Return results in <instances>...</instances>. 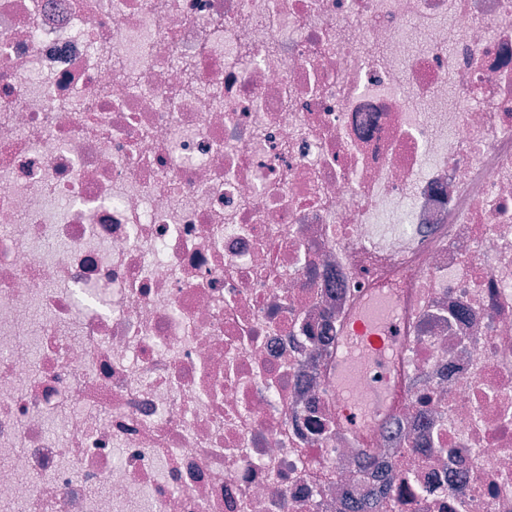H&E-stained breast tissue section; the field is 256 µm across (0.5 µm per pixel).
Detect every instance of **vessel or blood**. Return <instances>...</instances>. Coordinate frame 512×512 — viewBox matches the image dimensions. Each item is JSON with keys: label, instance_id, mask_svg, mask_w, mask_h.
Here are the masks:
<instances>
[{"label": "vessel or blood", "instance_id": "1", "mask_svg": "<svg viewBox=\"0 0 512 512\" xmlns=\"http://www.w3.org/2000/svg\"><path fill=\"white\" fill-rule=\"evenodd\" d=\"M409 320L399 301L360 298L337 344V421L354 436L386 419L402 396L401 364L409 339ZM365 376V394L353 397L348 384Z\"/></svg>", "mask_w": 512, "mask_h": 512}]
</instances>
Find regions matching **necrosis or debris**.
Wrapping results in <instances>:
<instances>
[{
  "mask_svg": "<svg viewBox=\"0 0 512 512\" xmlns=\"http://www.w3.org/2000/svg\"><path fill=\"white\" fill-rule=\"evenodd\" d=\"M363 501L512 512V0H0V512ZM409 320L400 302L361 297L336 345L337 421L355 437L386 419L392 400L402 397L401 364ZM366 376L365 395L354 398L348 384Z\"/></svg>",
  "mask_w": 512,
  "mask_h": 512,
  "instance_id": "obj_1",
  "label": "necrosis or debris"
}]
</instances>
